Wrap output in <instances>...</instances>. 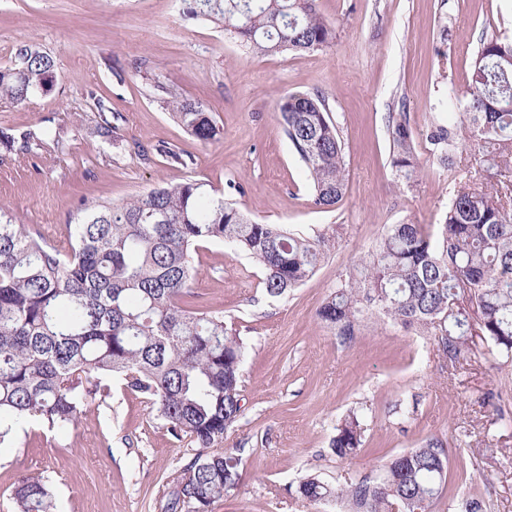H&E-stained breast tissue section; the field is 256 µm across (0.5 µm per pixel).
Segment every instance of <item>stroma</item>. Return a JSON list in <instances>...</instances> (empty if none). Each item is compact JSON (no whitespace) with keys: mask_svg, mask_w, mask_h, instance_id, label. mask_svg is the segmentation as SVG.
<instances>
[{"mask_svg":"<svg viewBox=\"0 0 512 512\" xmlns=\"http://www.w3.org/2000/svg\"><path fill=\"white\" fill-rule=\"evenodd\" d=\"M336 36L318 50L252 54L222 27L184 17L177 0H0V67L29 43L55 61L50 91L0 102V125L50 126L62 152L0 154V206L56 244L83 202L120 203L163 182L242 185L251 219L336 242L316 274L287 299L265 295L261 270L220 241L193 255L188 308L219 311L247 345L243 415L224 434L241 479L212 512H336L298 496L302 477L344 487L377 475L392 456L429 437L448 451L435 512H512V361L484 349L460 362L433 337L383 314H364L349 343L317 315L345 269L362 270L391 224L436 230L451 201V173L424 137L430 123L460 122L481 38L512 40V0H317ZM201 102L223 130L204 144L163 108V90ZM325 97L344 148L346 189L330 209L310 202L304 166L285 137L278 99ZM407 115L416 149L413 180L390 164V117ZM116 120L122 148L93 132ZM81 136H73L75 124ZM167 145L191 156L172 164ZM74 426L37 421L0 447V512H16L13 483L50 479L57 512H164L167 493L194 455L152 404L113 377ZM363 421L350 459L331 450L336 426Z\"/></svg>","mask_w":512,"mask_h":512,"instance_id":"obj_1","label":"stroma"}]
</instances>
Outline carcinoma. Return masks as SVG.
<instances>
[{"label":"carcinoma","instance_id":"1","mask_svg":"<svg viewBox=\"0 0 512 512\" xmlns=\"http://www.w3.org/2000/svg\"><path fill=\"white\" fill-rule=\"evenodd\" d=\"M181 2L184 14L224 26L254 54L315 50L333 38L317 0ZM54 67L34 45H19L13 67L0 70V101L20 104L49 90ZM469 88L461 126L434 123L425 137L450 168L462 142L469 143L497 186L458 182L437 231L391 224L364 276L339 274L318 316L345 341L354 338L363 312L376 310L434 337L452 361L468 358L481 342L512 357V41L481 40ZM163 104L202 143L220 139L202 103L171 93ZM277 110L308 173L313 204L335 206L345 193V161L325 99L287 93ZM33 145L62 148L48 127H0V151ZM390 156L396 175L413 179L414 138L403 112L392 116ZM209 241L246 253L262 270L265 294L278 299L315 274L332 237L253 221L224 191L193 180L121 204L91 202L58 245L0 207V445L34 419L51 429L72 426L96 396L108 395L102 380L118 374L146 396L173 437L196 447L166 512H209L240 479L239 459L218 445L242 415L245 357L223 313L181 305L197 274L193 252ZM363 438L361 421L349 416L336 425L332 450L350 458ZM447 470V448L430 439L389 459L378 476L344 488L307 476L297 494L332 503L336 512H394L398 505L433 512ZM11 497L17 512H56L43 477L19 480Z\"/></svg>","mask_w":512,"mask_h":512}]
</instances>
